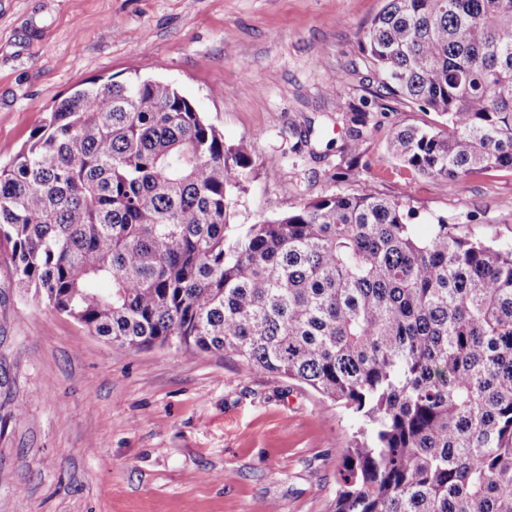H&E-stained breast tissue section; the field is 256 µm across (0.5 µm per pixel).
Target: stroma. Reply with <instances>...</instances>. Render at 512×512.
Wrapping results in <instances>:
<instances>
[{
	"label": "stroma",
	"instance_id": "1",
	"mask_svg": "<svg viewBox=\"0 0 512 512\" xmlns=\"http://www.w3.org/2000/svg\"><path fill=\"white\" fill-rule=\"evenodd\" d=\"M384 5L0 0V164L75 91L153 78L247 148L236 223L269 198L290 212L374 193L412 210L419 235L444 216L512 242V171L444 189L390 155L395 130L438 116L378 91L361 37ZM356 426L233 356L114 346L17 288L0 255V512H330Z\"/></svg>",
	"mask_w": 512,
	"mask_h": 512
}]
</instances>
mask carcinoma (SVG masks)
<instances>
[{"mask_svg": "<svg viewBox=\"0 0 512 512\" xmlns=\"http://www.w3.org/2000/svg\"><path fill=\"white\" fill-rule=\"evenodd\" d=\"M361 47L443 118L395 159L444 189L512 171V0H386ZM250 166L167 82L78 90L0 166V250L113 344L232 354L357 415L331 512H512V243L421 238L372 194L236 224Z\"/></svg>", "mask_w": 512, "mask_h": 512, "instance_id": "cac0c4a2", "label": "carcinoma"}]
</instances>
